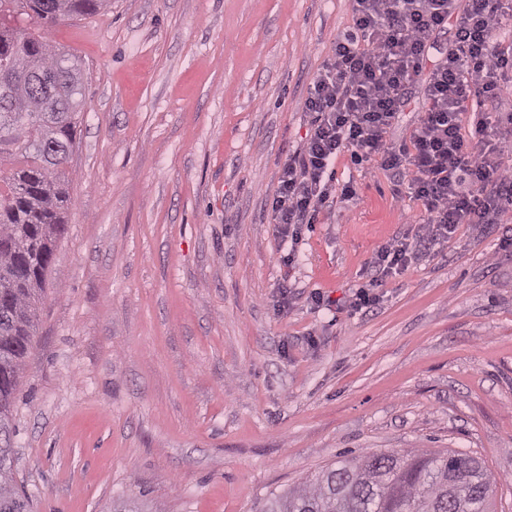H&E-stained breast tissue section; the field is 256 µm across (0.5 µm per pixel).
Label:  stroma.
I'll return each instance as SVG.
<instances>
[{"mask_svg":"<svg viewBox=\"0 0 512 512\" xmlns=\"http://www.w3.org/2000/svg\"><path fill=\"white\" fill-rule=\"evenodd\" d=\"M351 0H109L53 27L83 69L71 204L14 415L31 512H259L343 456L479 457L512 512V219L424 234L377 162L278 237L271 201ZM419 243L417 239L408 242L405 237L379 247L374 259L376 271L382 276L397 274L407 267Z\"/></svg>","mask_w":512,"mask_h":512,"instance_id":"stroma-1","label":"stroma"}]
</instances>
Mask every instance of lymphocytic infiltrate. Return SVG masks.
I'll use <instances>...</instances> for the list:
<instances>
[{
	"mask_svg": "<svg viewBox=\"0 0 512 512\" xmlns=\"http://www.w3.org/2000/svg\"><path fill=\"white\" fill-rule=\"evenodd\" d=\"M352 10L351 30L337 34L303 102L314 118L303 151L281 169L278 234L297 238L323 209L355 197L353 183L335 178L345 153L404 178L434 234L500 223L512 213V113L500 109L512 82V42L500 37L512 0H352ZM446 30L451 43L432 57ZM414 91L424 115L407 143H390ZM467 113L478 117L468 132Z\"/></svg>",
	"mask_w": 512,
	"mask_h": 512,
	"instance_id": "f902f5d3",
	"label": "lymphocytic infiltrate"
}]
</instances>
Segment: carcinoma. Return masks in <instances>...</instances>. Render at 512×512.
Instances as JSON below:
<instances>
[{
  "instance_id": "carcinoma-1",
  "label": "carcinoma",
  "mask_w": 512,
  "mask_h": 512,
  "mask_svg": "<svg viewBox=\"0 0 512 512\" xmlns=\"http://www.w3.org/2000/svg\"><path fill=\"white\" fill-rule=\"evenodd\" d=\"M108 0H0V434L17 432L16 392L70 204L66 166L85 99L76 58L31 32L96 12ZM15 450L0 443V512H30L13 486ZM493 478L478 457L405 450L347 457L265 512H489Z\"/></svg>"
}]
</instances>
